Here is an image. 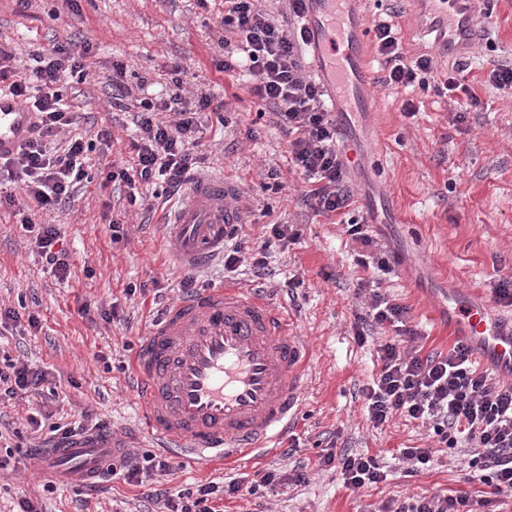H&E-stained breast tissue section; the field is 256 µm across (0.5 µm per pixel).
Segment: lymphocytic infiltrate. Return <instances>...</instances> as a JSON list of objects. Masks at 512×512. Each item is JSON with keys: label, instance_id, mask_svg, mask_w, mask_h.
<instances>
[{"label": "lymphocytic infiltrate", "instance_id": "obj_1", "mask_svg": "<svg viewBox=\"0 0 512 512\" xmlns=\"http://www.w3.org/2000/svg\"><path fill=\"white\" fill-rule=\"evenodd\" d=\"M288 5L295 23L286 30L262 8L261 0H224V27L237 35L238 42L225 48L218 69L230 73L248 68L255 78L253 96L262 104L277 106L282 127L291 138V161L308 183L305 201L316 213L330 217L344 213L354 193L339 153L336 121L325 107L324 87L305 74L302 48L308 35L300 23L303 0H288ZM372 31L386 70L380 79L382 85L409 89L429 84L437 96L449 98L460 109L478 105L475 92L456 71L436 72L433 59L426 55L406 60L394 25L377 20ZM89 53L86 46L58 45L38 65L22 69L13 50L0 45V83L37 114L35 137L14 157L1 160L0 166L41 209L72 202L77 186L88 177L84 167L88 152L95 144L106 145L111 140L110 131L102 129L92 143L71 136L60 152L47 144L48 138L68 132L78 122L79 114L65 103L59 82L67 73L85 75ZM210 105L211 98L205 94L187 100L182 79L172 75L167 98L141 100L138 134L131 143L133 162L109 171L107 181L130 189L160 183L166 193H177L200 162L194 152L198 116ZM21 224L34 232V244L52 273L66 276V254L57 248L60 229L53 224L35 225L28 216ZM299 237V230L292 225L274 224L269 236L252 247L239 231H232L224 247V267L234 271L247 262L253 275H265L268 249L275 244L287 248ZM357 263L368 270L357 290L370 295L365 313L357 315L354 324L358 341L366 342L372 330L393 332L378 346L376 370L362 389L369 423L380 429L400 415L427 425L445 448L466 444L473 450L469 466L475 479L489 489L488 495L472 499L437 493L391 502L380 512H482L492 497L512 492V382L493 378L475 357L473 347L460 340L447 352L422 353L414 345L416 330L407 324L409 307L390 302L370 289L379 275L393 272V262L386 256L372 260L362 256ZM44 381L42 371L0 354V402L38 390ZM324 462L335 465L345 487L354 492L387 479L370 455L343 450L326 455ZM274 481V475L267 473L248 485L232 481L221 487L210 481L174 497L167 489L157 488L153 497L163 504L165 512H214L210 501L218 494L245 499Z\"/></svg>", "mask_w": 512, "mask_h": 512}]
</instances>
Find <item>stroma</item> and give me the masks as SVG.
Masks as SVG:
<instances>
[{
  "mask_svg": "<svg viewBox=\"0 0 512 512\" xmlns=\"http://www.w3.org/2000/svg\"><path fill=\"white\" fill-rule=\"evenodd\" d=\"M492 6L491 16L481 19V36L493 43L496 58L512 60V0H492ZM390 13L407 59L436 54L433 35L418 28L403 0H368L369 18ZM223 16L224 0H0V43L19 48L25 61L70 41L90 46L86 80L63 76V97L81 116L78 134L90 140L103 127L112 133L110 148L89 153L92 180L71 205L34 214L23 199L0 207V306L39 321L37 330L0 337V348L47 373L41 394L0 406V445H29L28 418L36 411L51 412L52 423L64 425L90 409L116 435H136L137 453L157 450L146 431L132 362L161 307L180 296L186 273L171 260L157 214L130 204L126 187L103 179L128 163L135 133L133 112L110 105L113 80L135 98L153 99L176 68L189 91L226 107V125L212 114L202 121L198 176L237 183L242 232L251 241L262 240L271 224H293L300 232L288 249L273 250L263 278L244 266L225 271L219 261L197 273V283L253 287L285 306L289 333L307 342L311 361L289 435L295 452L250 453L230 465L203 467L179 458L162 477L164 488L249 481L259 471L277 475V482L248 499L214 500L216 512H377L389 499L439 490L477 496L480 484L466 479L467 449L436 453L428 467L410 475L399 451L434 445L427 427L399 416L380 432L368 426L361 389L376 363V346L359 344L352 330L363 305L354 295L365 275L356 264L359 246L341 225L306 205L275 107L255 104L250 77L217 72L224 59ZM477 53L463 72L480 99L477 109L461 116L433 89L382 86L376 66L370 89L377 107L356 116L341 140L355 195L349 212L365 218L379 246L397 260L378 290L410 307L428 352H445L455 343L450 327L457 303L476 304L491 320L512 315V306L494 294L500 280L512 278V89L488 82L481 60L486 50ZM408 100L415 116L403 114ZM271 169L277 179H268ZM28 214L60 228L69 253L67 278L50 274L33 248L21 227ZM115 222L124 228L117 240ZM85 306L94 308L93 319L81 316ZM339 448L375 456L388 480L351 493L340 473L323 464ZM298 466L309 473L300 485L287 479ZM154 484L111 478L84 498L77 487H48L25 469L5 472L0 512H12L20 495L39 502L42 512H159L149 497Z\"/></svg>",
  "mask_w": 512,
  "mask_h": 512,
  "instance_id": "1",
  "label": "stroma"
}]
</instances>
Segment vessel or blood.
Returning a JSON list of instances; mask_svg holds the SVG:
<instances>
[{
    "label": "vessel or blood",
    "mask_w": 512,
    "mask_h": 512,
    "mask_svg": "<svg viewBox=\"0 0 512 512\" xmlns=\"http://www.w3.org/2000/svg\"><path fill=\"white\" fill-rule=\"evenodd\" d=\"M305 2L314 70L343 96L328 103L341 125L347 113L376 107L367 90L370 34L357 0ZM411 6L438 23L444 55L462 57L477 46L475 0H412ZM35 132V113L0 94V160L14 156ZM237 193L224 178H200L165 210L172 253L183 269L208 267L223 255L229 233L242 221ZM455 311L457 338L485 346L503 370L512 371V334L481 307L460 304ZM309 362L308 345L289 335L278 306L251 290L219 286L194 290L163 308L134 357L132 374L158 446L206 464L278 449L294 425ZM128 448L113 432L90 433L32 455L27 468L51 481L93 485Z\"/></svg>",
    "instance_id": "b4317fda"
}]
</instances>
